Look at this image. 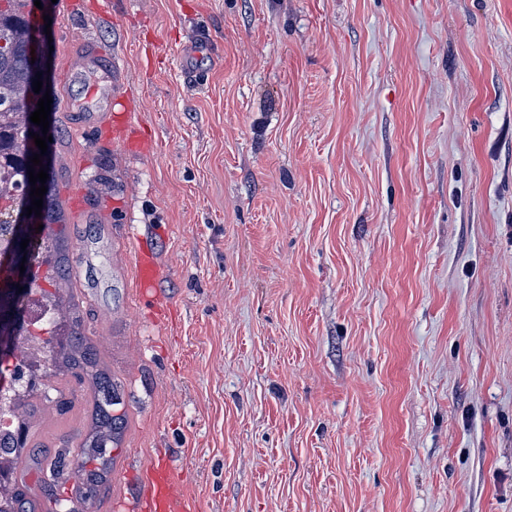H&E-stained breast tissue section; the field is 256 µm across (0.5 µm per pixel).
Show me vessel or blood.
<instances>
[{
  "mask_svg": "<svg viewBox=\"0 0 512 512\" xmlns=\"http://www.w3.org/2000/svg\"><path fill=\"white\" fill-rule=\"evenodd\" d=\"M136 107L123 96H112L109 104L107 133L113 144L133 152L151 148L134 119ZM165 271L158 263L154 250L147 241H139L129 265V276L140 297L157 298ZM116 512H194L193 502L185 496L177 475L170 464L161 462L144 468L136 495L119 499Z\"/></svg>",
  "mask_w": 512,
  "mask_h": 512,
  "instance_id": "obj_1",
  "label": "vessel or blood"
}]
</instances>
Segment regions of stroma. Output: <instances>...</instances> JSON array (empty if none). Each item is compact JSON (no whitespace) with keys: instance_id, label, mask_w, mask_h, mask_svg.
I'll use <instances>...</instances> for the list:
<instances>
[{"instance_id":"1","label":"stroma","mask_w":512,"mask_h":512,"mask_svg":"<svg viewBox=\"0 0 512 512\" xmlns=\"http://www.w3.org/2000/svg\"><path fill=\"white\" fill-rule=\"evenodd\" d=\"M72 2L32 11L50 230L125 424L74 475L96 390L48 361L14 418L60 496L112 512L164 460L195 512H512V0ZM91 47L150 152L83 123ZM165 270L157 262L154 250L147 240L139 241L129 264V276L133 281L140 297L153 298V303H160L158 288Z\"/></svg>"}]
</instances>
